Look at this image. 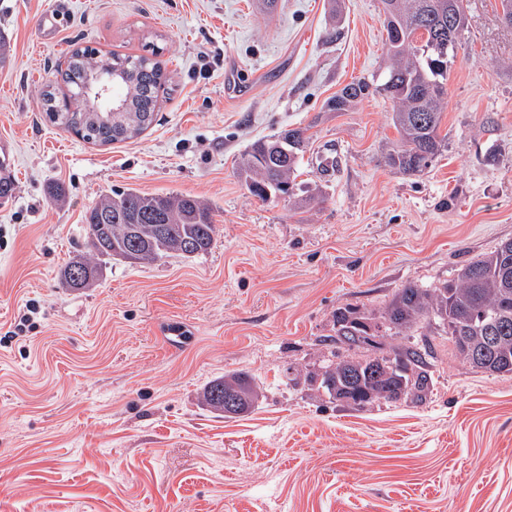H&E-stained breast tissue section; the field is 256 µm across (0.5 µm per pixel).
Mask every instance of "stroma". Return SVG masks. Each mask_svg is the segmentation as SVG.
I'll list each match as a JSON object with an SVG mask.
<instances>
[{
    "label": "stroma",
    "mask_w": 512,
    "mask_h": 512,
    "mask_svg": "<svg viewBox=\"0 0 512 512\" xmlns=\"http://www.w3.org/2000/svg\"><path fill=\"white\" fill-rule=\"evenodd\" d=\"M0 0V512H512V374L474 371L437 338L422 401L361 410L310 376L337 308L381 318L512 239V27L468 0L448 79V150L392 170V102L327 101L386 59L378 0ZM167 80L137 138L97 146L52 126L38 92L77 47L141 55ZM305 129L302 208L235 175L255 140ZM135 188L203 197L208 253L109 261L88 289L61 269L91 246L83 215ZM36 327L3 343L27 302ZM248 372L264 398L227 419L203 387Z\"/></svg>",
    "instance_id": "stroma-1"
}]
</instances>
